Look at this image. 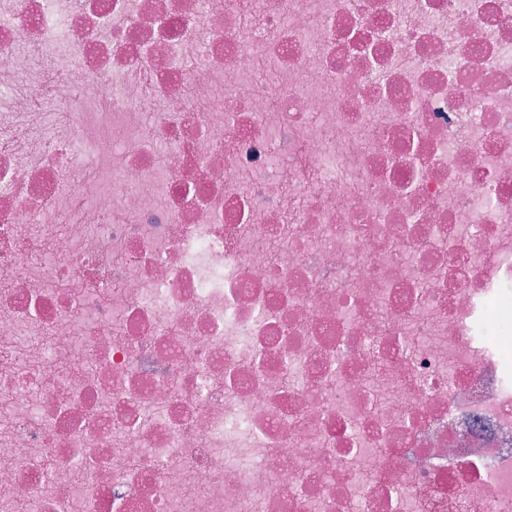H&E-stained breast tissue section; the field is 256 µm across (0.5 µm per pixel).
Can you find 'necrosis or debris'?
I'll list each match as a JSON object with an SVG mask.
<instances>
[{"label": "necrosis or debris", "mask_w": 512, "mask_h": 512, "mask_svg": "<svg viewBox=\"0 0 512 512\" xmlns=\"http://www.w3.org/2000/svg\"><path fill=\"white\" fill-rule=\"evenodd\" d=\"M22 503L512 512V0H0Z\"/></svg>", "instance_id": "necrosis-or-debris-1"}]
</instances>
